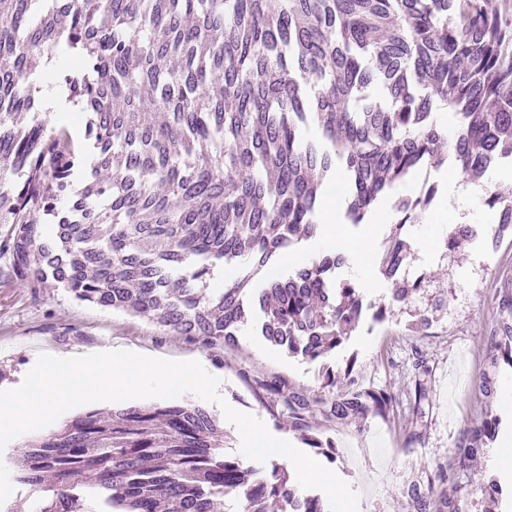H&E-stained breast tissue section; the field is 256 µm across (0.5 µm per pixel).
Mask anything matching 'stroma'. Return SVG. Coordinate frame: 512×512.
<instances>
[{"mask_svg": "<svg viewBox=\"0 0 512 512\" xmlns=\"http://www.w3.org/2000/svg\"><path fill=\"white\" fill-rule=\"evenodd\" d=\"M447 236V225L423 220L408 228L404 276L428 275L430 294L446 298L429 329L412 325V311L428 303L421 296L412 302L411 313L398 312L381 322L364 317L345 344L311 363L271 347L251 323L236 346L216 356L205 354L155 322L77 301L57 282L28 287L15 278L12 257L1 250L0 390L17 385L42 353L122 349L166 359L200 357L221 378L220 392L233 408L255 415L274 436L294 443L298 437L287 413L261 401L257 383L277 377L312 399L321 396L322 372L330 368L339 378L337 392L385 389L395 397L386 414L345 426L319 417L311 421L319 435L335 440L331 467L361 492L359 512H415L408 495L414 487L429 499V512H440L446 500L456 512H488L496 485L502 489L501 512H512V483H499L485 457H478L463 477L451 469L463 431L488 410L482 394L488 369L484 338L507 295L502 282L512 275V237H503L490 252L465 242L450 255L444 248ZM28 441L20 436L0 452V490L17 512L33 507L29 489L14 480L11 464Z\"/></svg>", "mask_w": 512, "mask_h": 512, "instance_id": "35a3bbf8", "label": "stroma"}]
</instances>
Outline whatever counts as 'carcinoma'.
I'll use <instances>...</instances> for the list:
<instances>
[{"label": "carcinoma", "instance_id": "carcinoma-1", "mask_svg": "<svg viewBox=\"0 0 512 512\" xmlns=\"http://www.w3.org/2000/svg\"><path fill=\"white\" fill-rule=\"evenodd\" d=\"M66 54L60 83L85 114L84 141L39 118L33 61ZM459 121L450 138L435 111ZM32 114L24 124L21 118ZM313 125L321 143L306 142ZM448 141V154L438 144ZM453 160L471 182L512 162V0H0V224L15 275L53 277L75 297L158 320L215 352L256 328L288 356L315 362L341 346L365 312L383 321L425 277L365 303L340 280L342 255L321 252L276 276L264 269L298 239L317 237L322 186L348 178L346 221L427 166ZM437 186L397 196L380 272L397 280L406 226ZM491 236L457 224L445 243L512 235V184L486 188ZM220 263L241 274L220 292ZM258 287H252L254 279ZM491 366L512 365V293L485 337ZM307 399L279 378L259 382L283 402L290 427L331 459L312 433L319 415L347 425L382 414L384 390ZM499 428L491 412L464 433L465 471ZM15 479L33 512H329L299 495L284 465L245 464L196 404H131L79 414L22 448Z\"/></svg>", "mask_w": 512, "mask_h": 512}]
</instances>
